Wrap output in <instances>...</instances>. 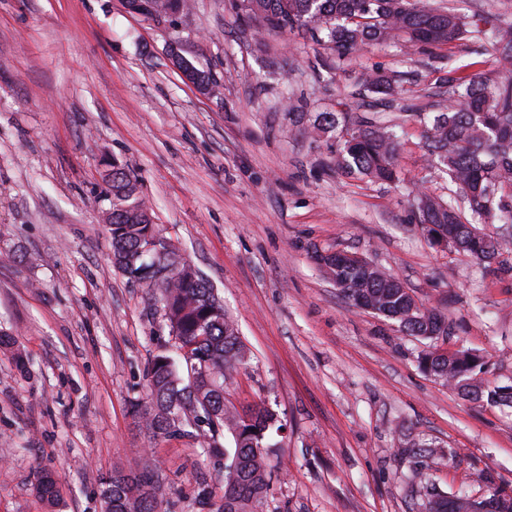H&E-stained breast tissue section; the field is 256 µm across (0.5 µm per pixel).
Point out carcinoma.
Here are the masks:
<instances>
[{
	"label": "carcinoma",
	"instance_id": "carcinoma-1",
	"mask_svg": "<svg viewBox=\"0 0 512 512\" xmlns=\"http://www.w3.org/2000/svg\"><path fill=\"white\" fill-rule=\"evenodd\" d=\"M155 12L184 11L188 0H151ZM237 16L261 20L277 34L299 33L328 52L321 66L335 70L344 59L365 48L396 45L406 49L439 47L460 40H491L503 78L493 83L478 74L451 78L448 99L430 113L417 114L424 144L456 186L464 207L423 190L414 197L418 223L433 224L454 235L456 251L479 264L492 263L512 249V237L493 236L481 225L512 224V24L470 19L437 0H236ZM182 72L207 93L215 83L209 71L186 64ZM403 77L375 69L362 83L363 92L379 100L393 99ZM312 132H339L336 165L372 182L400 181L398 136L377 119L345 112H319ZM112 183L109 215L112 255L129 279L160 291L165 320L177 333L175 348L156 354L148 366V406L144 419L155 438L183 436L197 440L204 455L224 472L219 500L204 498L212 512H263L273 462L281 446L270 442L284 429L278 413L261 404L241 414L229 404L214 378L243 364L247 351L235 321L199 270L172 251L153 260L140 249L158 234L152 209L140 196L136 178L123 168L106 174ZM329 278L355 305L397 323L411 336L427 341L418 363L464 399H486L512 409V380L491 384L482 377L484 356L473 350H444L450 327L444 314L420 304L403 282L377 265L336 258L325 265ZM400 454L431 457L432 443L415 439ZM424 490V512H512V492L481 470L487 496H448L417 471ZM156 484L154 470L144 465L103 483L104 512H159L156 497L142 492ZM34 490L48 505L60 493L53 474L37 475Z\"/></svg>",
	"mask_w": 512,
	"mask_h": 512
}]
</instances>
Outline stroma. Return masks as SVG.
<instances>
[{
  "label": "stroma",
  "instance_id": "stroma-1",
  "mask_svg": "<svg viewBox=\"0 0 512 512\" xmlns=\"http://www.w3.org/2000/svg\"><path fill=\"white\" fill-rule=\"evenodd\" d=\"M193 3L168 26L124 0H0V331L13 340L0 348V512H103V482L143 464L162 512H204L223 485L195 440L153 439L142 421L148 364L174 339L158 292L112 263L109 161L238 326L248 361L226 398L287 422L264 512H422L415 460L398 453L413 438L441 447L427 469L441 491L483 497L480 469L512 489V412L422 372L420 342L354 306L316 258L383 267L447 316L448 349L484 355L488 381L512 378V251L479 265L430 244L413 207L417 190L450 185L417 111L447 98L452 75L497 80L495 53L463 41L359 52L329 82L311 41L242 23L232 0ZM174 41L220 96L174 66ZM378 67L409 77L380 107L355 93ZM344 94L397 132L399 183L346 176L337 139L307 131ZM44 470L59 479L52 508L33 491Z\"/></svg>",
  "mask_w": 512,
  "mask_h": 512
}]
</instances>
